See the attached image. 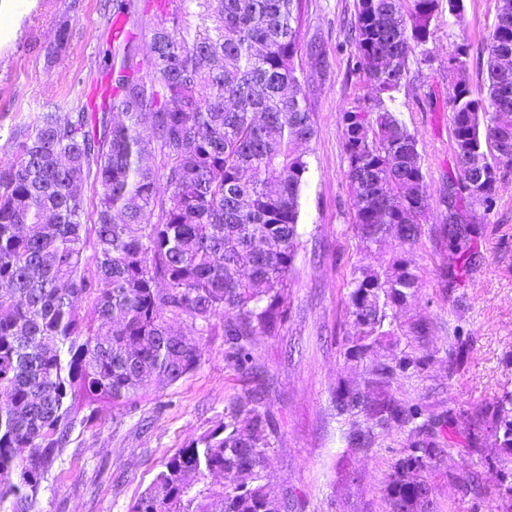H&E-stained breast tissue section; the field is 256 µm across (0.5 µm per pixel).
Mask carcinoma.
<instances>
[{"instance_id":"cac0c4a2","label":"carcinoma","mask_w":512,"mask_h":512,"mask_svg":"<svg viewBox=\"0 0 512 512\" xmlns=\"http://www.w3.org/2000/svg\"><path fill=\"white\" fill-rule=\"evenodd\" d=\"M152 62L126 51L107 70L112 95L100 112L41 113L0 166V512H42L40 493L73 430L118 412L202 361L200 337L226 312L224 360L255 368L254 336L287 319L301 191L309 170L301 146L315 135L295 63L305 0H159ZM439 0H357L355 66L375 89L369 109L343 112L353 226L366 242L422 236L425 173L418 141L383 107L407 84L410 58L425 52ZM460 30L463 0H448ZM486 96L473 91L470 48L448 67L454 167L440 239L445 275L463 279L476 262L475 211L497 204V137L512 141V0H498L487 36ZM160 154L157 166L147 164ZM485 173L473 182L460 164ZM92 183L96 219L84 222L81 190ZM93 254L86 255L88 238ZM421 286L405 262L350 283L348 355L365 364L336 390V416L353 449L392 424L407 445L384 487L391 512H437L430 472L452 453L479 451L484 436L512 453V389L471 413L389 394L398 376L420 374L427 357L378 355L393 340V310ZM89 299L82 310L78 297ZM190 323L189 332L173 325ZM253 393L224 424L165 459L129 512H292L268 480L273 420ZM220 474L216 485L210 478ZM457 493L481 512V472L463 467Z\"/></svg>"}]
</instances>
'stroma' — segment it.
Returning a JSON list of instances; mask_svg holds the SVG:
<instances>
[{"instance_id":"obj_1","label":"stroma","mask_w":512,"mask_h":512,"mask_svg":"<svg viewBox=\"0 0 512 512\" xmlns=\"http://www.w3.org/2000/svg\"><path fill=\"white\" fill-rule=\"evenodd\" d=\"M497 3L464 0V31L439 13L426 58L411 60L408 84L387 104L415 134L426 174L424 233L402 248L391 239L364 242L351 227L342 114L373 97L352 62L356 0H306L297 63L316 134L306 146L299 224L305 247L295 259L285 326L277 335L259 336L258 369L244 373L225 362L224 320L215 318L212 332L200 339L202 362L194 372L72 433L41 493L43 512H128L166 457L222 423L236 398L252 391L262 393L261 407L274 420L269 480L297 502V512H388L383 482L407 435L394 426L379 431L368 452H347L332 399L363 370L346 353L348 283L362 270L397 259L414 267L422 282L395 311L399 347L431 362L423 374L399 377L392 386L396 397L424 400L442 414L512 389V167L503 171L496 209L477 216L479 254L466 280L446 281L437 232L448 215L453 157L448 58L468 41L469 80L473 88L482 86L485 37ZM111 14L112 0H0V165L12 161L18 132L40 113L90 106ZM160 17L156 0H139L130 13L136 61L146 62ZM460 328L470 341L452 372L448 350ZM352 472L358 482L349 481Z\"/></svg>"}]
</instances>
